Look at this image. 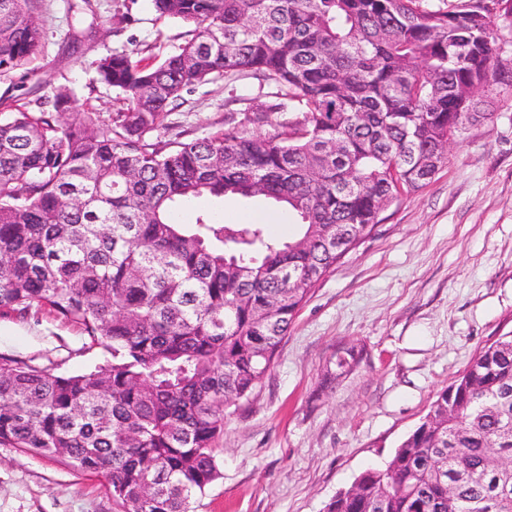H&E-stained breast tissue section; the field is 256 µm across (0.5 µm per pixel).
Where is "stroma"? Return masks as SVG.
<instances>
[{"label":"stroma","mask_w":512,"mask_h":512,"mask_svg":"<svg viewBox=\"0 0 512 512\" xmlns=\"http://www.w3.org/2000/svg\"><path fill=\"white\" fill-rule=\"evenodd\" d=\"M36 18L40 54L0 76V102L31 112L61 85L74 89L78 111L123 109L97 82L98 59L161 58L189 31L152 0H41ZM490 100L491 119L457 134L433 179L385 210L299 310L260 388L225 420L222 476L195 496L194 512H325L389 460L476 351L512 332V91ZM271 102L252 76L219 77L167 113L165 135L201 137ZM343 346L362 348V359L324 384ZM0 354L66 374L105 362L78 327L48 314L0 317ZM0 512L119 508L103 479L0 447Z\"/></svg>","instance_id":"obj_1"}]
</instances>
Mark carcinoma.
<instances>
[{
    "instance_id": "cac0c4a2",
    "label": "carcinoma",
    "mask_w": 512,
    "mask_h": 512,
    "mask_svg": "<svg viewBox=\"0 0 512 512\" xmlns=\"http://www.w3.org/2000/svg\"><path fill=\"white\" fill-rule=\"evenodd\" d=\"M40 0H0V75L38 54ZM195 26L149 65L99 59L125 108L60 121L75 101L0 118V316L46 311L112 355L82 374L0 355V447L102 476L121 512H191L221 476L226 411L249 400L312 289L404 193L446 162L481 88L512 78L495 20L512 0H152ZM248 72L268 112L187 141L155 135L183 94ZM296 114L283 131L251 126ZM262 196L300 234L180 204ZM360 352L336 353V378ZM512 336L483 347L381 468L326 512H512Z\"/></svg>"
}]
</instances>
